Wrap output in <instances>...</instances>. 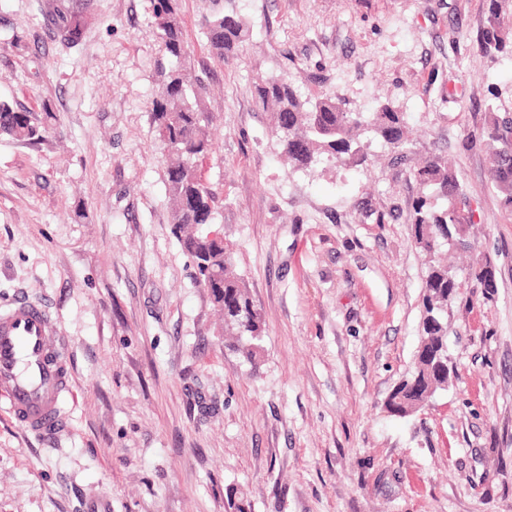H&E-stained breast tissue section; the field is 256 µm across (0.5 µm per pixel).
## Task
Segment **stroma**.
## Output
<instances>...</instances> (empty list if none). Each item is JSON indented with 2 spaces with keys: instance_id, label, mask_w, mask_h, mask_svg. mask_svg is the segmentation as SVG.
<instances>
[{
  "instance_id": "35a3bbf8",
  "label": "stroma",
  "mask_w": 512,
  "mask_h": 512,
  "mask_svg": "<svg viewBox=\"0 0 512 512\" xmlns=\"http://www.w3.org/2000/svg\"><path fill=\"white\" fill-rule=\"evenodd\" d=\"M90 19L62 50L47 0H0V99L53 112L38 142L0 137V304L46 300L70 342V424L48 444L0 408V512H512V214L489 181L488 107L512 113V59L482 55L483 0H234L250 37L210 64V0H182L190 63L209 64L205 179L266 325L258 372L172 233L150 102L163 60L151 0H66ZM20 39L22 48L11 45ZM352 112L391 102L403 159L287 171L258 77ZM443 157L472 210L449 252L456 376L415 413L386 402L423 334L413 239L418 160ZM491 263L485 300L472 276Z\"/></svg>"
}]
</instances>
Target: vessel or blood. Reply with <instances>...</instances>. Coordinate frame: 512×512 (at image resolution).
Instances as JSON below:
<instances>
[{"mask_svg":"<svg viewBox=\"0 0 512 512\" xmlns=\"http://www.w3.org/2000/svg\"><path fill=\"white\" fill-rule=\"evenodd\" d=\"M65 337L41 301L19 293L0 311V403L27 431L52 440L69 426L61 403L70 391Z\"/></svg>","mask_w":512,"mask_h":512,"instance_id":"1","label":"vessel or blood"}]
</instances>
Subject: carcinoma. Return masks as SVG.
<instances>
[{
  "label": "carcinoma",
  "instance_id": "cac0c4a2",
  "mask_svg": "<svg viewBox=\"0 0 512 512\" xmlns=\"http://www.w3.org/2000/svg\"><path fill=\"white\" fill-rule=\"evenodd\" d=\"M181 0H152L155 34L167 65L158 71L159 92L151 103L154 132L163 145L167 162V192L173 234L192 259L193 278L207 289L220 315L224 346L236 351L255 369L263 352L265 321L249 285L238 271L233 253L224 241L208 235L217 223L219 197L207 184L200 165L214 153L209 127L212 112L207 106L205 79L186 66L189 55L182 25ZM486 25L477 38L480 51L490 57H512V0H485ZM46 15L51 17L64 50L78 48L88 20L58 0ZM200 26L210 58L222 66L237 55L249 37L246 18L234 9H212L203 14ZM257 107L271 114V133L288 170L306 171L322 162L357 166L366 161L361 137L371 136L392 152L404 154L410 144L403 113L385 102L368 114L350 112L330 94L303 96L279 77H260L255 83ZM56 116H41L0 100V135L17 141H41L56 131ZM484 146L492 156L490 182L502 207L512 214V113L491 107L483 133ZM423 195L415 204L413 236L425 252L429 272L425 281L424 318L427 342L420 343L413 371L391 392L387 406L405 417L422 407L427 395L448 387V298L458 284L449 274L448 262L439 256L441 247H470L467 229L474 224L468 211L459 210L463 190L457 174L437 156L415 169ZM483 296L489 300L495 288L490 264L475 273Z\"/></svg>",
  "mask_w": 512,
  "mask_h": 512
}]
</instances>
